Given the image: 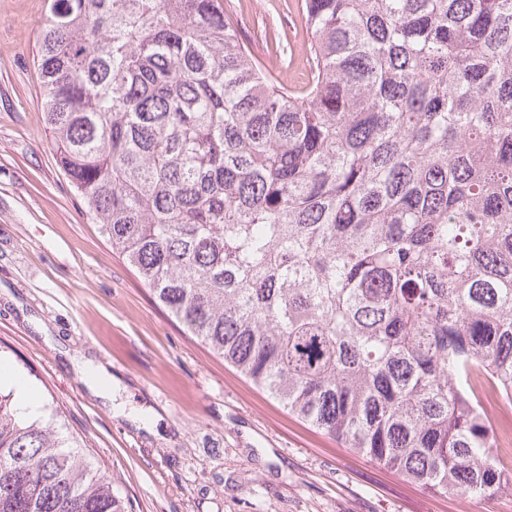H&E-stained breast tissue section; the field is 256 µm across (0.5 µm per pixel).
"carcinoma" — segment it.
I'll return each instance as SVG.
<instances>
[{"label": "carcinoma", "instance_id": "cac0c4a2", "mask_svg": "<svg viewBox=\"0 0 512 512\" xmlns=\"http://www.w3.org/2000/svg\"><path fill=\"white\" fill-rule=\"evenodd\" d=\"M45 122L155 299L289 413L439 495L512 491V0H298L306 78L224 0H47ZM0 512H131L0 391ZM489 410L491 425L497 431L512 429V403L492 400Z\"/></svg>", "mask_w": 512, "mask_h": 512}]
</instances>
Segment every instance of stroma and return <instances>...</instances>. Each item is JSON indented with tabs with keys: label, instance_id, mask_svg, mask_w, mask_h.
Returning a JSON list of instances; mask_svg holds the SVG:
<instances>
[{
	"label": "stroma",
	"instance_id": "stroma-1",
	"mask_svg": "<svg viewBox=\"0 0 512 512\" xmlns=\"http://www.w3.org/2000/svg\"><path fill=\"white\" fill-rule=\"evenodd\" d=\"M296 2L224 0L287 84L310 43ZM45 7L0 0V364L59 411L132 512H512V493L442 497L345 447L155 303L56 159L36 64Z\"/></svg>",
	"mask_w": 512,
	"mask_h": 512
}]
</instances>
